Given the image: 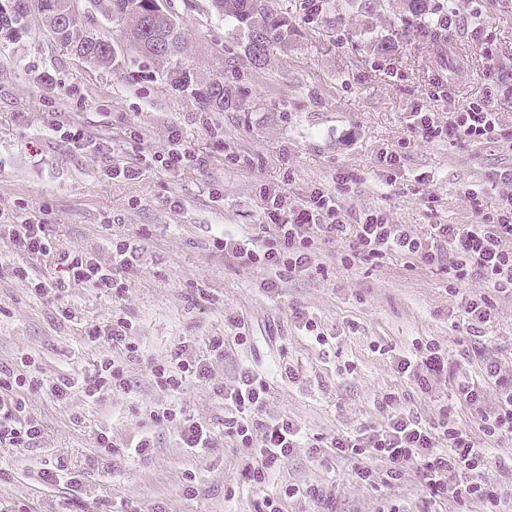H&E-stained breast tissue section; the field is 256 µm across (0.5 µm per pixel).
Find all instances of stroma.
Masks as SVG:
<instances>
[{"label":"stroma","instance_id":"stroma-1","mask_svg":"<svg viewBox=\"0 0 512 512\" xmlns=\"http://www.w3.org/2000/svg\"><path fill=\"white\" fill-rule=\"evenodd\" d=\"M276 2L301 37L294 50L274 53L255 71L239 32L210 0H163L193 45L197 68L219 77L231 64L244 71L237 86L242 112L202 111L161 81L157 64L130 53L116 69L84 63L35 13L27 35L0 42V209L43 213L54 242L104 261L117 239L137 241L144 251L140 266L123 273L120 293L77 286L60 298L31 291L12 272L28 266L49 279L53 259L0 238V368L28 355L44 378L93 379L112 356L93 331L116 314L133 321L139 347L123 362L127 393L90 402L77 391L64 400L44 389L23 391L41 435L24 449L0 445V512H262L264 496L273 494L283 512H315L311 499L288 496L292 485L335 489L336 512H382L390 503L401 512H482L476 504L434 501L412 472L389 487L356 484L353 460L308 448L296 449L268 486L256 489L244 450L224 436V389L242 369L262 371L268 412L325 441L383 425L388 393L398 407L433 422L451 403L453 386L422 392L399 372L400 356L413 341L433 340L450 361L468 357L471 371L490 359L512 372V297L475 277L450 293L443 274L401 255L347 267L339 260L343 244L331 240L321 245L320 274L284 280L268 293L263 272L238 267L212 238L266 223L268 196L297 203L317 190L336 195L348 223L377 209L422 236L432 224H478L494 213L499 193L487 179L512 165V152L496 143L426 140L410 119L429 112L444 125L468 103L491 97L512 133L505 91L512 85V0H457L448 41L430 43L412 30L384 57L352 47L359 9L317 14L311 0ZM452 44L465 50L455 71L448 68ZM50 112L84 126L105 156L141 164L140 177L105 179L98 160L46 132ZM174 130L198 161L168 172L150 159L166 150ZM388 153L399 154L396 165H386ZM471 189L480 192L481 208L467 202ZM173 200L179 208H170ZM469 293L494 305L480 338L463 318L461 298ZM63 305L75 321L60 318ZM233 317L247 324L245 343L234 338ZM304 317L326 345L300 330ZM217 336L224 356L208 378L187 377L174 395L159 387L154 363L185 344L205 353ZM170 401L213 428L212 448L188 454L176 423L156 419L155 408ZM103 432L112 437L111 451L99 446ZM144 435L153 440L149 455L127 457L126 446ZM59 462L82 474L81 500L66 485L39 481L38 472ZM484 479L501 512H512V444L494 451Z\"/></svg>","mask_w":512,"mask_h":512}]
</instances>
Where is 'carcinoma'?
Listing matches in <instances>:
<instances>
[{
	"mask_svg": "<svg viewBox=\"0 0 512 512\" xmlns=\"http://www.w3.org/2000/svg\"><path fill=\"white\" fill-rule=\"evenodd\" d=\"M157 0H96L99 11L112 21L125 25V37L132 35L140 39V45L131 48L137 55L151 59L168 68L161 72L172 89L188 92L193 87L215 84V91L206 96L193 94L202 108L210 112H241L245 109L242 99L237 96L234 83L238 71L228 69V75L215 83V78L206 76L196 67L184 63L190 47L174 17L160 29L145 31L143 22L154 11ZM224 8V20L243 36L245 57L255 70L265 68L273 51L288 53L295 47L298 31L288 21L287 12L273 5V0H217ZM444 5L435 0H402L405 19L430 33L432 40L442 37L438 11ZM29 13L4 12L0 10V35L5 39H17L27 32ZM395 35L385 34L371 41L372 53L385 55L395 47ZM63 46L77 56L92 55L95 63L103 68L118 64L122 50L112 44L107 35L95 30L87 39H73Z\"/></svg>",
	"mask_w": 512,
	"mask_h": 512,
	"instance_id": "cac0c4a2",
	"label": "carcinoma"
}]
</instances>
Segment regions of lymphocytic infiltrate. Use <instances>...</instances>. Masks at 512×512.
I'll return each instance as SVG.
<instances>
[{"label": "lymphocytic infiltrate", "instance_id": "1", "mask_svg": "<svg viewBox=\"0 0 512 512\" xmlns=\"http://www.w3.org/2000/svg\"><path fill=\"white\" fill-rule=\"evenodd\" d=\"M415 125L425 139L493 142L512 151V133H504L500 127L490 100L469 103L448 125H439L422 112ZM490 181L503 189L495 215L482 224H435L425 238L410 225L389 223L377 210L365 212L357 223H347L335 196L318 191L296 204L272 197L265 206L268 221L259 225L257 232H220L212 244L241 268L263 270L271 290L283 279L320 269V245L328 238L347 244V251L341 254L346 264L399 254L441 271L449 291L476 276L495 291L512 296V167L496 170ZM2 234L19 250L34 257H53L59 266V276L51 281L37 278L27 268H14L15 278L38 293L60 295L76 285L119 292L124 286L123 272L139 266L143 257L140 244L129 239L113 242L106 263L91 253L52 244L46 222L20 211L0 210ZM223 355L224 340L217 337L208 354L190 358L181 350L169 362L155 365L153 372L163 386L174 391L185 375L207 378L212 361ZM35 364V359L24 357L19 369L0 375V444L26 448L41 435L39 423L27 417L18 389L45 387L63 398L79 387L86 397L96 399L102 391L119 392L127 386L123 367L108 360L101 363L98 376L91 381L70 376L44 379L32 375ZM398 367L425 391L436 383L454 380L456 406L473 412L472 424H449L453 408L448 406L433 423L395 411L384 425L334 438L328 449L356 459L354 479L361 485L402 480L412 467L431 497L457 502L491 500L481 474L493 451L512 441V373H503L489 360L479 373H471L450 362L447 350L433 341L415 345L413 352L401 356ZM269 389L265 375L247 368L240 372L236 384L224 391V432L249 450V477L259 488L267 485L274 470L295 449L305 445L297 422L266 413Z\"/></svg>", "mask_w": 512, "mask_h": 512}]
</instances>
